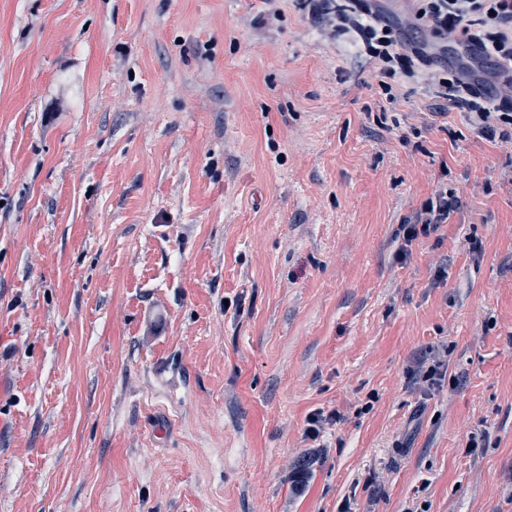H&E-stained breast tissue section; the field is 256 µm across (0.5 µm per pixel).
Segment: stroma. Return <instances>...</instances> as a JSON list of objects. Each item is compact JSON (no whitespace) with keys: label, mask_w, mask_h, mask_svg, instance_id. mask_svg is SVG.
<instances>
[{"label":"stroma","mask_w":512,"mask_h":512,"mask_svg":"<svg viewBox=\"0 0 512 512\" xmlns=\"http://www.w3.org/2000/svg\"><path fill=\"white\" fill-rule=\"evenodd\" d=\"M280 9L0 0V512H512V141ZM457 206V200L452 196L448 197V190L440 192L427 202L422 211L415 216L414 222L403 224L404 240L406 243H412L418 239L419 235H428L435 231L440 224H446L448 216Z\"/></svg>","instance_id":"stroma-1"}]
</instances>
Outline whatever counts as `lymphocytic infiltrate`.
<instances>
[{
	"instance_id": "f902f5d3",
	"label": "lymphocytic infiltrate",
	"mask_w": 512,
	"mask_h": 512,
	"mask_svg": "<svg viewBox=\"0 0 512 512\" xmlns=\"http://www.w3.org/2000/svg\"><path fill=\"white\" fill-rule=\"evenodd\" d=\"M296 2L327 38L356 35L366 54L380 63L382 75L430 76L435 98L470 112L486 136H495L497 125L512 126V0H415V19L433 41L429 49L407 44L375 9L376 0ZM450 47L459 53L454 67L436 71L435 50ZM456 206L447 193L436 194L404 225L405 242L447 223Z\"/></svg>"
}]
</instances>
